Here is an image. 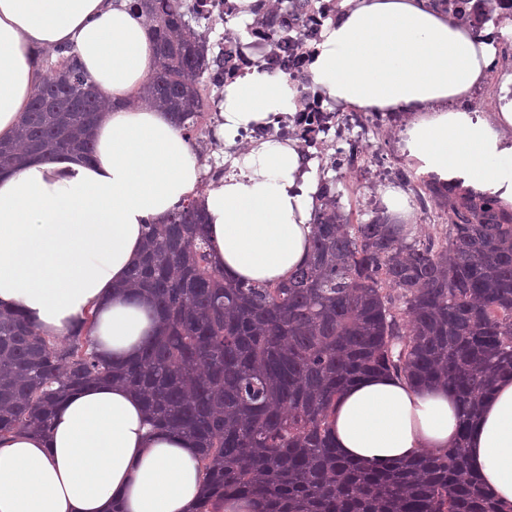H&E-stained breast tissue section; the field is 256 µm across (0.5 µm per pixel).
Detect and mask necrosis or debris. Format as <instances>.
I'll return each instance as SVG.
<instances>
[{
	"label": "necrosis or debris",
	"mask_w": 512,
	"mask_h": 512,
	"mask_svg": "<svg viewBox=\"0 0 512 512\" xmlns=\"http://www.w3.org/2000/svg\"><path fill=\"white\" fill-rule=\"evenodd\" d=\"M240 0H187L202 16L213 34V63L206 76L215 97L209 111H217L227 82L236 80L253 61L284 77L296 94L293 112L273 122L238 133L240 143L250 145L265 139L293 141L305 156L317 159L319 170L329 169L336 158L337 139L350 138L348 116L335 106L318 100L310 65L329 20L342 11L344 0H251L249 13L239 11Z\"/></svg>",
	"instance_id": "4bbe7bcc"
}]
</instances>
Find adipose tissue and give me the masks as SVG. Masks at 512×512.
I'll list each match as a JSON object with an SVG mask.
<instances>
[{
  "label": "adipose tissue",
  "instance_id": "adipose-tissue-1",
  "mask_svg": "<svg viewBox=\"0 0 512 512\" xmlns=\"http://www.w3.org/2000/svg\"><path fill=\"white\" fill-rule=\"evenodd\" d=\"M326 27L312 79L341 107L408 114L403 151L417 174L496 197L512 209V87L484 112L474 92L489 44L423 0H348ZM71 48L114 107L95 131L92 161L33 160L0 175V307L65 339L93 316L96 351L135 357L155 323L122 291L141 257L142 226L166 223L195 197L213 262L234 280L288 277L307 257L318 178L291 143L250 146L238 174L204 185L207 165L170 113L137 100L155 56L129 0H0V138L13 134L38 84L44 51ZM286 79L253 68L224 90L220 134L293 111ZM437 385L373 375L347 386L330 417L339 456L388 468L464 443L471 471L512 512V378L483 401L468 432ZM200 450L155 432L140 400L101 383L64 397L42 435L0 439V512H193Z\"/></svg>",
  "mask_w": 512,
  "mask_h": 512
}]
</instances>
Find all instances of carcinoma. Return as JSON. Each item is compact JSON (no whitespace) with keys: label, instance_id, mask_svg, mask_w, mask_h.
Here are the masks:
<instances>
[{"label":"carcinoma","instance_id":"carcinoma-1","mask_svg":"<svg viewBox=\"0 0 512 512\" xmlns=\"http://www.w3.org/2000/svg\"><path fill=\"white\" fill-rule=\"evenodd\" d=\"M472 2L475 36L491 17ZM156 43L144 94L171 112L199 156L200 85L208 39L184 0H133ZM34 92L0 173L28 159L94 153L91 130L106 102L73 56ZM423 185L448 216L434 233L384 210L353 224L336 179L319 178L307 261L288 280L242 283L213 266L197 200L150 224L127 279L161 322L140 355L102 360L87 322L63 343L20 313L0 311V437L40 434L59 399L102 381L125 384L161 429L202 450L206 487L196 512L229 497L259 512H503L471 472L464 443L377 470L336 453L328 410L342 389L377 373L433 382L463 409L467 430L481 401L512 376V210L457 186Z\"/></svg>","mask_w":512,"mask_h":512}]
</instances>
